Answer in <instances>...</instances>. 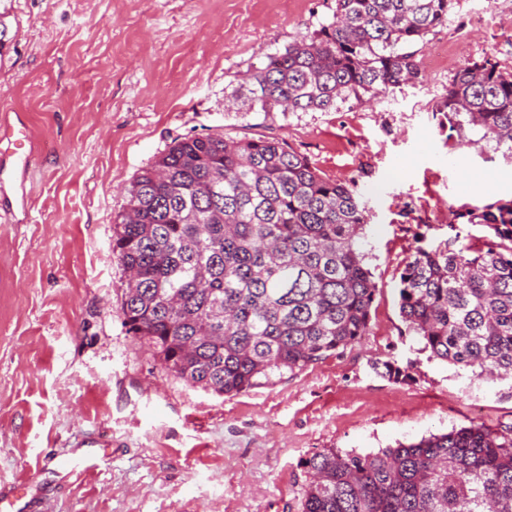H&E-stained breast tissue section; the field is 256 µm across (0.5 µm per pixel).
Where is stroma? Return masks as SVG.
I'll list each match as a JSON object with an SVG mask.
<instances>
[{
  "instance_id": "obj_1",
  "label": "stroma",
  "mask_w": 512,
  "mask_h": 512,
  "mask_svg": "<svg viewBox=\"0 0 512 512\" xmlns=\"http://www.w3.org/2000/svg\"><path fill=\"white\" fill-rule=\"evenodd\" d=\"M334 0H0V118L39 154L28 217L0 216V488L40 471L25 512H300L305 458L394 448L470 424L512 426V380L422 352L400 316L419 239L479 243L459 213L512 200V162L432 118L469 61L512 70V9L475 25L455 0L420 82L327 112L238 111L261 56L330 22ZM275 137L370 209L377 285L365 336L282 382L222 396L166 371L128 334L112 255L124 189L175 138ZM392 360L404 380L382 377ZM107 438L98 470H42Z\"/></svg>"
}]
</instances>
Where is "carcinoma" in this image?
<instances>
[{
	"mask_svg": "<svg viewBox=\"0 0 512 512\" xmlns=\"http://www.w3.org/2000/svg\"><path fill=\"white\" fill-rule=\"evenodd\" d=\"M333 19L253 64L243 112H327L422 79L416 46L455 0H334ZM435 114L512 160V72L490 56L448 82ZM112 254L129 334L218 395L288 379L358 342L376 292L353 186L282 140L184 136L126 187ZM478 245L416 247L398 285L408 333L478 377L512 378V200L461 214ZM301 512H512V428L453 429L303 463Z\"/></svg>",
	"mask_w": 512,
	"mask_h": 512,
	"instance_id": "1",
	"label": "carcinoma"
}]
</instances>
